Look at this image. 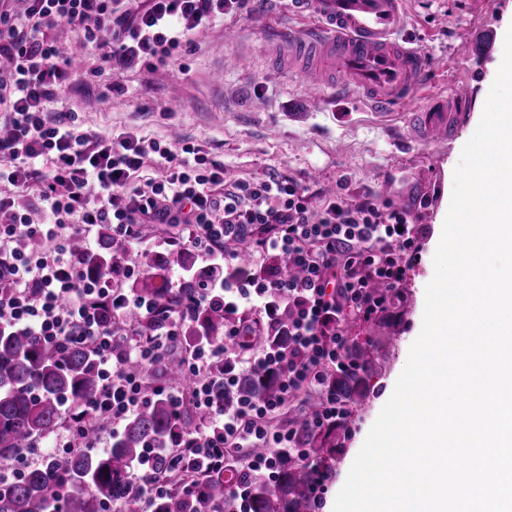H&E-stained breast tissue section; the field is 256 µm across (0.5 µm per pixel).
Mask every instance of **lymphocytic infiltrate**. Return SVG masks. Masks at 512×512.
Segmentation results:
<instances>
[{
	"label": "lymphocytic infiltrate",
	"instance_id": "obj_1",
	"mask_svg": "<svg viewBox=\"0 0 512 512\" xmlns=\"http://www.w3.org/2000/svg\"><path fill=\"white\" fill-rule=\"evenodd\" d=\"M267 0H0V331L42 343L78 345L94 356L100 388L56 438L63 452L96 447L95 434L119 427L153 398L173 407L192 403L203 427L182 436L166 472L147 450L133 475L142 512H155L171 487L192 497L205 481L236 466L239 512H251L254 483L276 482L283 462L304 461L299 430L273 420L287 404L318 390L322 400L306 419L320 426L336 417V393L322 385L326 367L351 369L349 322H367L394 304L404 252L426 233L392 200L344 202L280 174L226 182L224 164L203 145L168 143L126 130L85 131L73 112L55 106L76 84H103L115 68L148 72L176 66L194 34L213 23L263 11ZM66 25L81 38L72 57L51 35ZM155 165L159 176L142 171ZM33 194L26 202L25 194ZM141 244L145 224H174L171 245L199 252L204 265L173 307L132 295L111 274L84 266L74 240L91 245L96 226ZM28 239L32 246L20 250ZM248 242L258 261L238 264L236 243ZM278 256L288 272L266 269ZM222 308L230 323L220 341L202 339L180 360L190 381L148 383L143 369L166 360L199 310ZM288 308L287 347L263 340L266 326ZM150 321L149 334L132 326ZM274 379L267 398L239 394L244 373ZM236 396L234 408L224 406Z\"/></svg>",
	"mask_w": 512,
	"mask_h": 512
}]
</instances>
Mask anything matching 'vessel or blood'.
I'll return each instance as SVG.
<instances>
[{"label": "vessel or blood", "mask_w": 512, "mask_h": 512, "mask_svg": "<svg viewBox=\"0 0 512 512\" xmlns=\"http://www.w3.org/2000/svg\"><path fill=\"white\" fill-rule=\"evenodd\" d=\"M401 0H293V9L313 20L310 34L287 30L291 60L310 77L308 93L316 100L347 88L349 96L385 111L411 94L431 60L409 45L400 30ZM467 89L454 88L412 113L417 134L428 141L452 136L449 104L470 99Z\"/></svg>", "instance_id": "1"}]
</instances>
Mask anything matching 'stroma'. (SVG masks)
I'll return each mask as SVG.
<instances>
[{
    "label": "stroma",
    "mask_w": 512,
    "mask_h": 512,
    "mask_svg": "<svg viewBox=\"0 0 512 512\" xmlns=\"http://www.w3.org/2000/svg\"><path fill=\"white\" fill-rule=\"evenodd\" d=\"M510 16L512 0H405L403 35L430 57L432 69L392 111L372 109L341 93L309 105L307 75L281 69L288 47L275 39L280 29L303 32L309 23L279 4L254 18L228 19L201 31L183 55L182 69L114 72L113 81L128 89L123 98L111 100L97 88L79 85L61 105L65 111L76 110L78 123L91 132L127 129L156 140L198 142L223 162L232 181L258 180L276 171L317 191L343 187L351 202L389 184L426 225L418 247L404 255L399 307L371 323L349 324V335L391 336L395 342L381 351L370 388L353 407L343 451L321 487L317 512H332L421 330L425 287L434 275L433 256L442 232L438 220L452 192L462 148L481 119L490 69L501 53L496 47L476 56L469 45L485 35H499ZM452 85L474 90L470 103L452 112V139L417 140L408 113L447 95ZM142 232L143 243L129 253L127 264L141 266L147 252L156 273L178 271L173 261L177 251L169 245L172 228L147 224Z\"/></svg>",
    "instance_id": "35a3bbf8"
}]
</instances>
